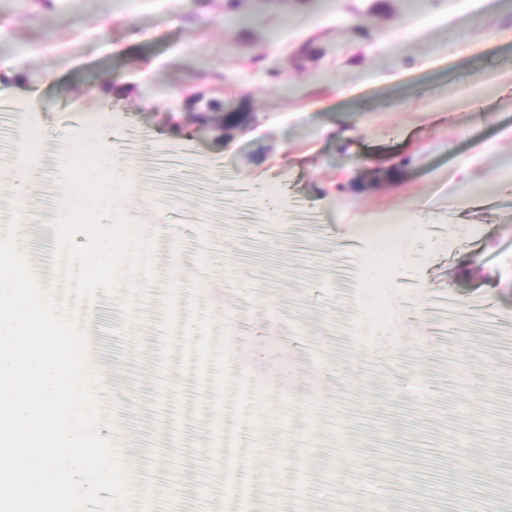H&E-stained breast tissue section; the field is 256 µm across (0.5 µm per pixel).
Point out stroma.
I'll list each match as a JSON object with an SVG mask.
<instances>
[{"instance_id": "1", "label": "stroma", "mask_w": 512, "mask_h": 512, "mask_svg": "<svg viewBox=\"0 0 512 512\" xmlns=\"http://www.w3.org/2000/svg\"><path fill=\"white\" fill-rule=\"evenodd\" d=\"M112 3L0 0V142L24 136L39 158L8 167L0 199L29 188L18 245L66 302L47 220L70 135L94 128L114 166L136 167L132 132L208 173L206 195L148 186L119 204L156 240L138 315L101 291L79 310L103 417L159 512L201 480L209 512H234L201 445L219 411L262 512H404L399 465L364 450L354 417L393 395L413 410L401 428L447 452L451 359L470 379L467 434L512 459V0ZM193 94L252 122L202 127ZM408 213L381 321L360 281L383 216ZM300 458L312 475L293 499ZM443 494L448 512H512L481 447L450 460Z\"/></svg>"}]
</instances>
